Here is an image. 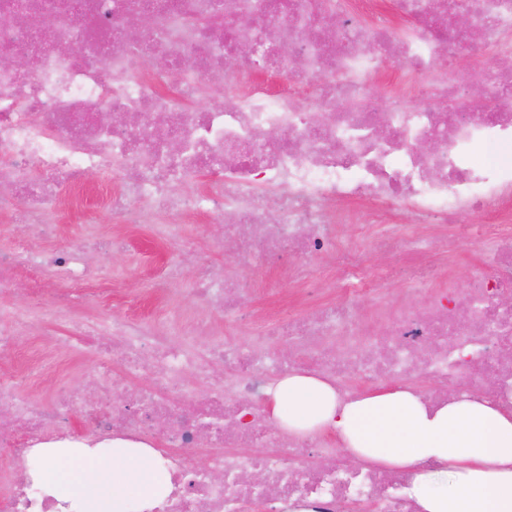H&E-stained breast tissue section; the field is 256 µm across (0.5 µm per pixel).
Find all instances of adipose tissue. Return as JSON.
Listing matches in <instances>:
<instances>
[{"instance_id":"adipose-tissue-1","label":"adipose tissue","mask_w":512,"mask_h":512,"mask_svg":"<svg viewBox=\"0 0 512 512\" xmlns=\"http://www.w3.org/2000/svg\"><path fill=\"white\" fill-rule=\"evenodd\" d=\"M270 419L292 434L335 431L359 462L409 469V493L422 512H512V415L488 403L430 410L402 389L341 404L328 381L305 374L279 378L269 391ZM39 476L82 512H140L170 491L169 474L149 446L114 440L112 455L74 457L39 448Z\"/></svg>"}]
</instances>
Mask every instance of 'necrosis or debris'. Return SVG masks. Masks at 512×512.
<instances>
[{"mask_svg":"<svg viewBox=\"0 0 512 512\" xmlns=\"http://www.w3.org/2000/svg\"><path fill=\"white\" fill-rule=\"evenodd\" d=\"M459 7L488 31V56L512 58V0H0V212L29 230L0 251V288L24 273L34 289H53L49 317L90 340L101 362L87 393L33 398L9 374L31 324L21 315L1 326L0 447L23 459L50 445L158 446L171 491L150 512H247L266 487L274 501L314 512L356 503L418 512L410 471L337 465L332 439L290 436L271 422L268 388L271 374L306 371L330 380L345 403L363 386L419 376L434 388L421 395L428 408L450 403L453 383L512 410V306L499 303L512 295V66L437 70L473 51L455 24ZM144 13L154 27L132 36L128 17ZM327 14L337 19L332 35L321 24ZM74 39L86 57L62 55ZM359 39L374 51H358ZM241 44L254 49L252 67L232 76L224 55ZM15 52L25 69L5 64ZM159 54L161 76L145 66ZM392 62L404 77L380 104L372 86ZM288 66L289 82L276 83ZM476 83L491 90L492 106L445 110ZM213 84L232 85L231 105L192 108ZM422 94L433 106L413 104ZM425 137L437 140L435 152L415 151ZM200 175L211 185L206 199L178 193ZM94 177L115 188L105 199L113 223L205 206L235 241L234 264L287 252L290 280L318 275L347 297L300 315L277 299L250 337L197 346L208 316L236 322L240 285L206 263L185 273L176 225L158 223L153 233L169 253L156 296L188 286L205 320L176 334L120 317L76 326L68 295L98 291L108 268L91 252L37 242L58 230V182L77 197ZM360 205L381 231L355 247L339 228ZM476 213L489 223L471 224ZM418 224L429 232H415ZM464 241L488 251L494 271L460 289L448 270ZM370 250L398 253L412 281L373 285L365 310L349 291ZM325 254L334 268L317 266ZM283 341L296 357L275 358ZM141 376L146 385L114 402L118 382ZM196 448L208 466L189 464ZM214 470L223 483L211 480ZM0 512L71 510L20 467L0 470Z\"/></svg>","mask_w":512,"mask_h":512,"instance_id":"necrosis-or-debris-1","label":"necrosis or debris"}]
</instances>
